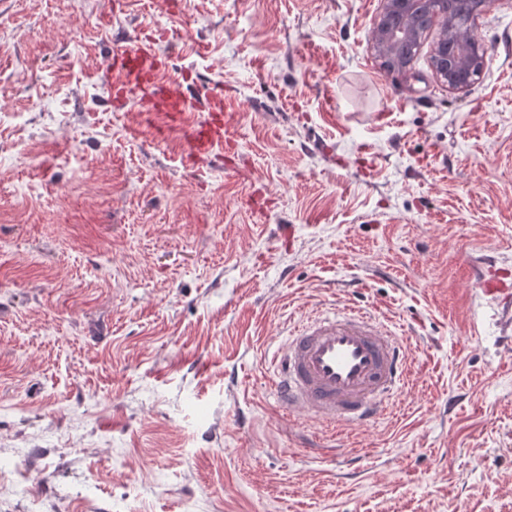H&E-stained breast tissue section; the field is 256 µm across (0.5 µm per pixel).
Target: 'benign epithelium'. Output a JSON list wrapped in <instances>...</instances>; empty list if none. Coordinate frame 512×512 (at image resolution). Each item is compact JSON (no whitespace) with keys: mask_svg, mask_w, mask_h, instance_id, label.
Wrapping results in <instances>:
<instances>
[{"mask_svg":"<svg viewBox=\"0 0 512 512\" xmlns=\"http://www.w3.org/2000/svg\"><path fill=\"white\" fill-rule=\"evenodd\" d=\"M380 18L369 48L388 72H406L412 61L403 56L406 45L418 42L433 27L438 11L455 20L438 33L431 67L448 89L466 92L482 77L487 49L475 35L476 20L494 5L492 0H379Z\"/></svg>","mask_w":512,"mask_h":512,"instance_id":"1","label":"benign epithelium"}]
</instances>
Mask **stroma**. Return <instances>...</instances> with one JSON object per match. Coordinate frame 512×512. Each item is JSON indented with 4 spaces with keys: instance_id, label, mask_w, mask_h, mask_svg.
<instances>
[{
    "instance_id": "35a3bbf8",
    "label": "stroma",
    "mask_w": 512,
    "mask_h": 512,
    "mask_svg": "<svg viewBox=\"0 0 512 512\" xmlns=\"http://www.w3.org/2000/svg\"><path fill=\"white\" fill-rule=\"evenodd\" d=\"M378 0H0V512H512V6L465 94L371 54ZM223 99L190 164L107 57ZM354 306L392 414L283 418L272 352ZM324 450L304 453L303 443ZM162 67L161 56L153 44L142 41L123 46L111 55L107 65L119 77L113 84V90L119 95H128L142 84H148L152 75L158 78Z\"/></svg>"
}]
</instances>
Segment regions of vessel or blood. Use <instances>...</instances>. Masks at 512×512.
Returning a JSON list of instances; mask_svg holds the SVG:
<instances>
[{
	"label": "vessel or blood",
	"mask_w": 512,
	"mask_h": 512,
	"mask_svg": "<svg viewBox=\"0 0 512 512\" xmlns=\"http://www.w3.org/2000/svg\"><path fill=\"white\" fill-rule=\"evenodd\" d=\"M163 63L152 43L138 41L112 54L113 85L125 95L159 75ZM146 108H162L180 122L188 158L213 153L224 145L220 116L197 122L198 96L173 84L155 87L142 99ZM408 353L395 332L370 313L347 308L296 324L271 360V385L284 414L300 413L328 424L364 427L390 411L393 396L407 379Z\"/></svg>",
	"instance_id": "vessel-or-blood-1"
}]
</instances>
